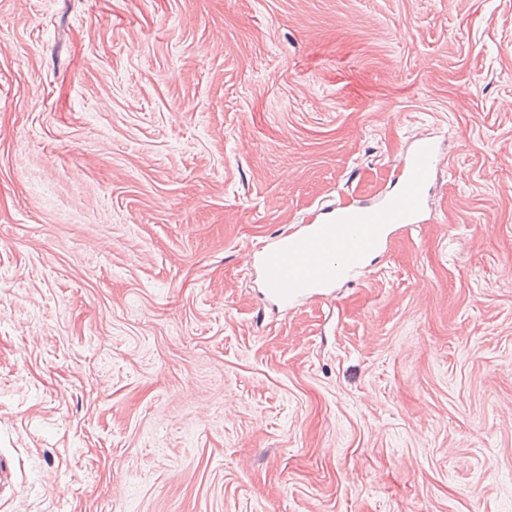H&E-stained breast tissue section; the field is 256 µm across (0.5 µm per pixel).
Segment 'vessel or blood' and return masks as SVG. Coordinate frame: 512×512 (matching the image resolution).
Instances as JSON below:
<instances>
[{
    "mask_svg": "<svg viewBox=\"0 0 512 512\" xmlns=\"http://www.w3.org/2000/svg\"><path fill=\"white\" fill-rule=\"evenodd\" d=\"M435 156L433 142H418L404 159L402 178L390 194L352 210H324L318 223L273 241L259 256L269 295L288 307L328 292L353 277L383 248L392 226L422 223Z\"/></svg>",
    "mask_w": 512,
    "mask_h": 512,
    "instance_id": "1",
    "label": "vessel or blood"
}]
</instances>
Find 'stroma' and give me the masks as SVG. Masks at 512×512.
<instances>
[{
  "label": "stroma",
  "instance_id": "1",
  "mask_svg": "<svg viewBox=\"0 0 512 512\" xmlns=\"http://www.w3.org/2000/svg\"><path fill=\"white\" fill-rule=\"evenodd\" d=\"M442 147L430 220L258 250ZM0 512H512V0H0ZM435 156L433 142H418L390 194L352 210L324 209L318 224L261 251L258 259L269 295L288 308L309 295L324 294L358 273L383 248L392 226L425 222Z\"/></svg>",
  "mask_w": 512,
  "mask_h": 512
}]
</instances>
